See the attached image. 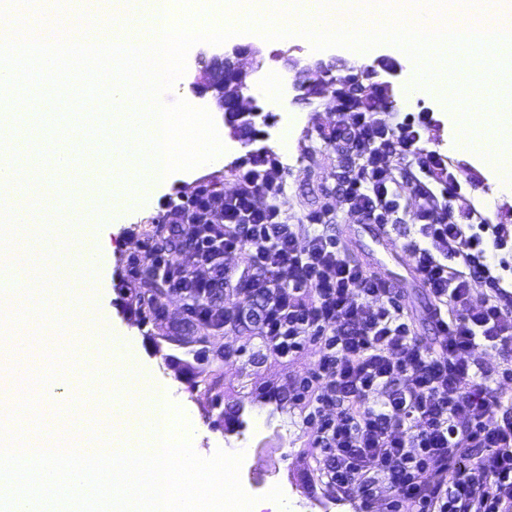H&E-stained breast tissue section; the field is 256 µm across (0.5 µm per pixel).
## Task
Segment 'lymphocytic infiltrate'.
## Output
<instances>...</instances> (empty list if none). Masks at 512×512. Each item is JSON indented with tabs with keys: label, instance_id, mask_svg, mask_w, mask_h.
<instances>
[{
	"label": "lymphocytic infiltrate",
	"instance_id": "f902f5d3",
	"mask_svg": "<svg viewBox=\"0 0 512 512\" xmlns=\"http://www.w3.org/2000/svg\"><path fill=\"white\" fill-rule=\"evenodd\" d=\"M352 114L336 141L355 161L344 176L340 210L360 224L392 226L410 200L416 275L430 317L442 324L437 347L424 345L407 311L376 271L351 260L324 227L327 210L289 223L279 205L280 164L260 157L236 187L197 188L171 206L177 241L192 246L206 275L158 260L155 275L210 327L234 326L239 309L257 306L253 331L279 358L318 345L315 371L300 379L312 456L329 459V478L363 504L384 497L390 512H512V404L490 385L486 355L512 351V229L454 215L435 186L459 180L446 157L420 148L430 113L397 126L374 116L368 96L336 91ZM416 156L421 179L403 188L395 169ZM266 204H258V196ZM246 252L231 268L228 255ZM230 290L232 303L212 302Z\"/></svg>",
	"mask_w": 512,
	"mask_h": 512
}]
</instances>
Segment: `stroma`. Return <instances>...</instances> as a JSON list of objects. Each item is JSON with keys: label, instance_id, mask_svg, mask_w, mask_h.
<instances>
[{"label": "stroma", "instance_id": "stroma-1", "mask_svg": "<svg viewBox=\"0 0 512 512\" xmlns=\"http://www.w3.org/2000/svg\"><path fill=\"white\" fill-rule=\"evenodd\" d=\"M259 48V53L246 59L247 82L251 95L268 111L270 120L258 124L259 135L249 144L233 137L212 96L198 94L194 86L205 61L222 53V46L204 43L191 48L185 74L165 99L170 102L181 97L209 111L223 136L224 163L219 167L173 173L168 183L124 212L113 214L115 231L111 247L100 253L94 276L112 308V330L136 334L135 351L140 361L154 377L171 386L174 404L188 419L190 440L197 454L209 457L219 450L245 448L251 457L253 481L268 486L287 485L288 512H361L357 499L340 491H328L312 476L317 463L306 453L310 436L302 424V409L292 401L291 394L297 380L315 368L319 360L315 346H306L295 358L285 360L265 350L248 332L222 328L208 329L204 341L180 344L176 337L187 321L181 295L169 292L160 296L166 311L162 320L140 316L130 306L141 286L129 274L128 258L138 256L142 267L151 266L153 258L144 244L159 243L167 237V200L178 196L190 198L204 183L224 192L234 188L240 164L250 162L252 153L278 143L285 127L295 129L292 151L277 156L283 182L279 203L289 223H303L306 213L335 202L341 185L340 174L348 161L326 136L335 127L346 125L348 115L337 111L330 93L308 98L291 88L279 105L272 103L269 93L292 61L302 67L317 60H335L334 75L338 78L353 74L354 69L340 47L315 51L307 42L274 40L260 43ZM365 64L374 70V80L379 85L372 105L382 122L397 125L414 110L432 113L433 123L423 134V146L447 155L458 174L460 186L449 202L451 211L458 215L472 210L485 223L512 225V197L499 194L495 173L480 159L460 153L459 128L449 121L448 108L433 95L419 101L415 109L404 107L403 98L413 77L410 65L388 44L372 48ZM44 110L46 119L30 124L24 135L28 150L45 162L60 143L64 118L53 115L52 105H45ZM388 269L390 285L399 289L400 302L414 321L417 335L426 343H435L426 316L429 301L426 289L410 278L402 261H389ZM188 365L200 366L219 376L224 407L242 404L243 391L253 392L254 402L244 404L243 418L249 424L244 436L217 426L219 410L202 407L199 394L189 391L182 374ZM268 390L278 393V401L260 400V393Z\"/></svg>", "mask_w": 512, "mask_h": 512}]
</instances>
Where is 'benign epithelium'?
<instances>
[{
    "label": "benign epithelium",
    "mask_w": 512,
    "mask_h": 512,
    "mask_svg": "<svg viewBox=\"0 0 512 512\" xmlns=\"http://www.w3.org/2000/svg\"><path fill=\"white\" fill-rule=\"evenodd\" d=\"M251 52H257L249 46L235 45L224 51V58L206 67L196 82L199 92L213 93L217 106L233 116L234 135L240 140L254 139L256 131L254 118L262 112L258 106L244 104L243 90L248 87L247 71L241 66V58ZM335 68V61L328 63L320 60L306 68L308 80H295L294 87L305 94H316L330 86L326 77Z\"/></svg>",
    "instance_id": "7a95c632"
}]
</instances>
